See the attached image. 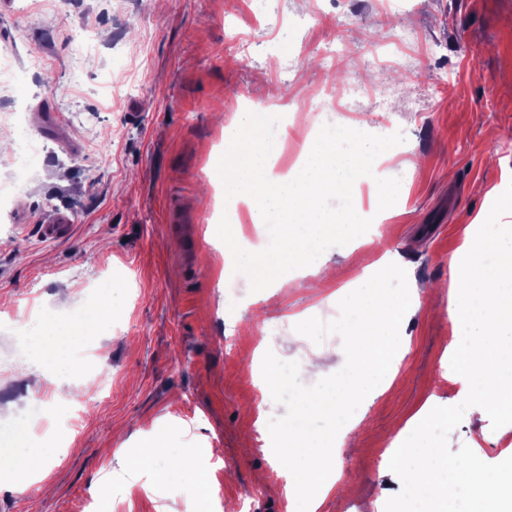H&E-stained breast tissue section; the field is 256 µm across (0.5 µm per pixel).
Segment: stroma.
<instances>
[{
	"mask_svg": "<svg viewBox=\"0 0 512 512\" xmlns=\"http://www.w3.org/2000/svg\"><path fill=\"white\" fill-rule=\"evenodd\" d=\"M0 0V65L20 81L0 85V142L27 124L50 158L23 171L13 200L0 198V428L42 424L52 453L39 471L0 472V512H88L105 485L128 484L112 512H212L192 475L162 495L144 491L122 463L115 430L130 444L160 435L156 467L184 452L220 449L208 473L223 512H286L285 485L267 444L307 399L339 374L296 384L285 399L259 398L266 368L344 346L357 269L349 246L328 249L336 281L314 294L312 269L260 292L235 272L216 235L221 217L241 220L212 169L235 119L233 94L271 103L296 131L336 118L404 143L386 151L399 178L396 204L357 237L368 262L395 257L398 291L449 284V266L474 224L512 184V0ZM258 27L242 53L229 37L243 11ZM79 27L96 49L69 35ZM54 92L38 93L46 74ZM353 84L342 115L306 104L330 84ZM58 215L71 229L48 239ZM110 296L100 334L71 345L105 388L81 396L70 364L36 347L45 319ZM408 351L394 393L378 396L332 461L347 492L319 512H385L402 488L387 468V437L427 403L456 402L442 377L457 330L448 299L406 319ZM480 438L492 463L512 456L472 412L450 450Z\"/></svg>",
	"mask_w": 512,
	"mask_h": 512,
	"instance_id": "1",
	"label": "stroma"
}]
</instances>
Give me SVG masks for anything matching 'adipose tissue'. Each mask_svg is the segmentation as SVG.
I'll return each mask as SVG.
<instances>
[{
	"label": "adipose tissue",
	"mask_w": 512,
	"mask_h": 512,
	"mask_svg": "<svg viewBox=\"0 0 512 512\" xmlns=\"http://www.w3.org/2000/svg\"><path fill=\"white\" fill-rule=\"evenodd\" d=\"M354 264L362 269L358 278L362 289L351 296L360 316L347 326L348 344L342 351L347 374L335 391L306 404L309 414L336 418L338 425L335 433L321 437L302 422L298 434L281 437L280 451L291 463L285 486L286 512H318L323 500L342 485V474L332 467L331 458L339 437L354 429L357 422L344 419L339 401L359 399L367 403L391 388L396 365L406 352L402 325L411 309L422 303V295L415 288L397 294L385 291V282L399 274L394 264L383 259L367 265L359 258ZM109 311L106 305L75 310L67 322L43 336L42 348L51 352L53 360L62 361L66 347L96 334Z\"/></svg>",
	"instance_id": "adipose-tissue-1"
}]
</instances>
